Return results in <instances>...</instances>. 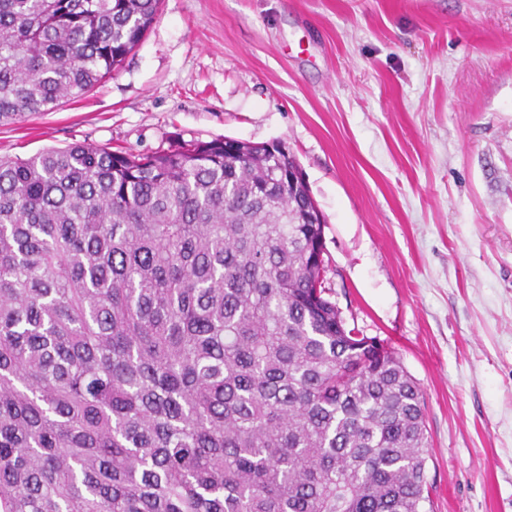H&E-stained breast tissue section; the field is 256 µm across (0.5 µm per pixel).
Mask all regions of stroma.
Wrapping results in <instances>:
<instances>
[{
	"label": "stroma",
	"mask_w": 512,
	"mask_h": 512,
	"mask_svg": "<svg viewBox=\"0 0 512 512\" xmlns=\"http://www.w3.org/2000/svg\"><path fill=\"white\" fill-rule=\"evenodd\" d=\"M224 137L301 167L330 300L420 385L433 512H512V0H161L0 156Z\"/></svg>",
	"instance_id": "1"
}]
</instances>
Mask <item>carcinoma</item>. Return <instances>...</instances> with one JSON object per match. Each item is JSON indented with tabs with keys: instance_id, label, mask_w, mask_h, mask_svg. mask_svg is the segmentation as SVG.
<instances>
[{
	"instance_id": "cac0c4a2",
	"label": "carcinoma",
	"mask_w": 512,
	"mask_h": 512,
	"mask_svg": "<svg viewBox=\"0 0 512 512\" xmlns=\"http://www.w3.org/2000/svg\"><path fill=\"white\" fill-rule=\"evenodd\" d=\"M160 0H0V126L116 71ZM264 144L0 158V512H431L419 384L315 287Z\"/></svg>"
}]
</instances>
